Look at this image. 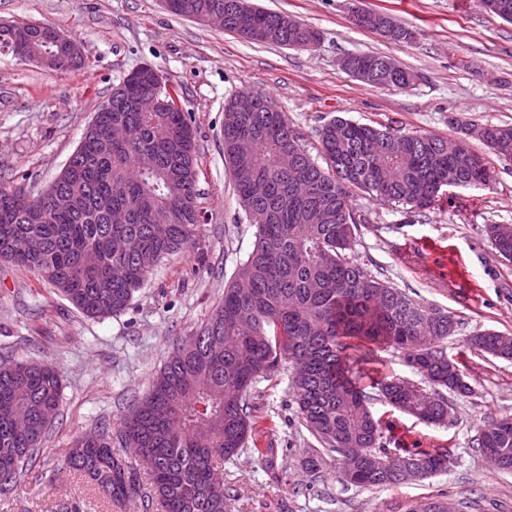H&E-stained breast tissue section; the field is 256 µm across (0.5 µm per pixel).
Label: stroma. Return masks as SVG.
<instances>
[{
    "label": "stroma",
    "instance_id": "35a3bbf8",
    "mask_svg": "<svg viewBox=\"0 0 512 512\" xmlns=\"http://www.w3.org/2000/svg\"><path fill=\"white\" fill-rule=\"evenodd\" d=\"M320 30L315 48L250 42L171 13L164 0H0V23H47L81 44L84 65L54 72L0 51V188L32 196L60 175L96 110L134 69L150 64L175 87L192 114L203 222L195 244L164 259L128 308L102 320L85 316L32 273L0 261V360L26 359L59 369L64 400L28 473L0 512H51L71 495L84 512H119L62 460L78 439L106 422L120 431L174 347L224 300V288L247 259L256 228L245 216L224 158V107L239 92L275 99L308 147L341 117L444 139L465 124H512V23L475 0H359L413 28L400 44L353 24L346 0H252ZM349 54L391 57L417 75L405 89L375 88L348 75ZM488 186L443 189L434 208L412 211L358 192L366 222L351 257L411 299L449 310L461 322L446 342L464 366L471 393L449 394L444 424L430 425L373 398L388 447L444 448L446 471L384 489L342 483L335 461L320 481L301 462L315 438L301 424L288 388L291 370L258 382L250 404L257 439L277 454L267 463L245 454L221 468L230 512H408L432 498L451 512H512V473L488 466L476 438L496 418L512 417V361L465 348L487 329L512 336V262L484 231L512 224V160L479 140Z\"/></svg>",
    "mask_w": 512,
    "mask_h": 512
}]
</instances>
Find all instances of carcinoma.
I'll return each instance as SVG.
<instances>
[{"label": "carcinoma", "instance_id": "carcinoma-1", "mask_svg": "<svg viewBox=\"0 0 512 512\" xmlns=\"http://www.w3.org/2000/svg\"><path fill=\"white\" fill-rule=\"evenodd\" d=\"M232 0H167L170 12L196 18L224 9V30L240 34ZM479 7L512 22V0H478ZM251 24L266 32L259 43L299 48L322 33L289 16L251 9ZM30 36L37 48L60 53L50 26L0 25V51ZM355 66L379 70L380 88H401L413 72L380 69L385 57L356 54ZM160 92L157 112H139L135 102ZM257 110L224 126V157L256 244L224 289L222 305L207 323L178 346L136 405L112 447V428L81 438L61 469L91 483L116 505L139 503L142 512H227L226 486L217 481L221 462L249 453L272 461L276 449L261 448L249 396L261 379L276 376L279 363L293 368L291 388L298 417L316 439L303 466L321 477L324 455L342 461L343 481L357 488L402 483L394 469L374 470L375 453L424 457L428 476L448 468V449L388 448L370 396L350 375L349 361L364 344L394 348L429 388L399 378L384 379L385 402L418 420L437 424L448 417L443 391L466 394L462 370H448L441 345L456 315L418 303L373 276L347 255L359 221L350 197L361 190L391 203L428 209L445 187L484 186L490 169L467 139L405 134L336 118L319 130L322 168L276 102L253 94ZM98 135L83 137L58 178L73 200L42 220L45 195L0 189V259L56 288L89 317L124 311L151 270L192 245L200 211L196 144L191 114L167 88L145 76L112 92V109L98 110ZM481 140L497 156H512V126L479 127ZM499 255L512 261V224H488ZM490 330L466 345L490 355L512 344ZM63 387L57 369L25 360L0 363V497H8L39 454L57 415ZM253 447H247V443ZM478 448L498 469L512 472V418L484 428ZM146 465L150 491L142 494L130 459Z\"/></svg>", "mask_w": 512, "mask_h": 512}]
</instances>
